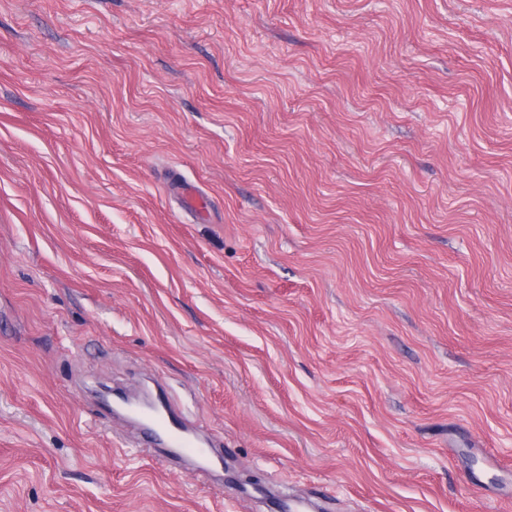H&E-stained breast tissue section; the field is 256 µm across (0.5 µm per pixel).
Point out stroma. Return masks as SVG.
Instances as JSON below:
<instances>
[{"mask_svg": "<svg viewBox=\"0 0 512 512\" xmlns=\"http://www.w3.org/2000/svg\"><path fill=\"white\" fill-rule=\"evenodd\" d=\"M152 379L228 482L100 402ZM249 476L512 512V0H0V512Z\"/></svg>", "mask_w": 512, "mask_h": 512, "instance_id": "obj_1", "label": "stroma"}]
</instances>
